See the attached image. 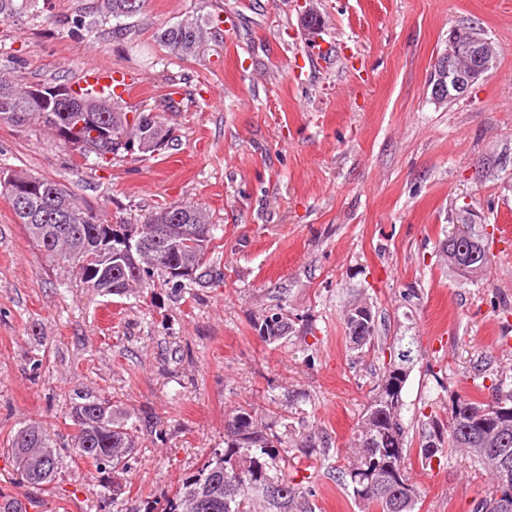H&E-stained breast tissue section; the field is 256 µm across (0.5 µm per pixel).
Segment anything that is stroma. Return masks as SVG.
Listing matches in <instances>:
<instances>
[{
    "instance_id": "35a3bbf8",
    "label": "stroma",
    "mask_w": 512,
    "mask_h": 512,
    "mask_svg": "<svg viewBox=\"0 0 512 512\" xmlns=\"http://www.w3.org/2000/svg\"><path fill=\"white\" fill-rule=\"evenodd\" d=\"M94 2L37 0L0 21V75H133L137 111L173 94L172 148L96 165L47 130L0 124V167L63 182L112 224L165 202L203 205L220 226L211 264L223 279L179 288L159 277L139 294L101 295L46 260L0 196V490L29 500L28 512L164 502L223 447L226 416L246 402L295 440L323 439L288 463L312 512H361L337 470L384 359L352 349L350 304L371 306L383 341L415 339L402 390L411 445L424 413L447 420L477 381L486 397L492 384L512 388V0H148L126 39L108 21L71 36L70 19ZM308 7L323 19L320 55L301 26ZM214 15L224 22L204 54L180 59L155 41L160 23ZM467 24L494 43L496 66L436 102L433 64ZM296 64L306 81L293 79ZM465 206L493 255L471 281L441 253ZM279 310L295 335L271 343L259 325ZM78 392L141 420L131 491L107 507L89 465L34 488L7 451L32 422L66 444ZM409 464L418 512H475L492 488L458 450Z\"/></svg>"
}]
</instances>
